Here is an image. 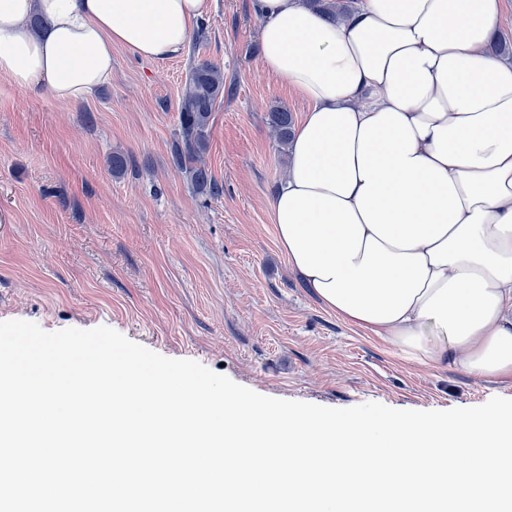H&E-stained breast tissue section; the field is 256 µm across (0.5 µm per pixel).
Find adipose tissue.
I'll use <instances>...</instances> for the list:
<instances>
[{
    "label": "adipose tissue",
    "instance_id": "adipose-tissue-1",
    "mask_svg": "<svg viewBox=\"0 0 512 512\" xmlns=\"http://www.w3.org/2000/svg\"><path fill=\"white\" fill-rule=\"evenodd\" d=\"M209 0H0V76L63 102L159 60ZM503 0H252L266 73L305 100L270 202L315 298L420 361L512 381V59ZM46 28L34 33L28 19Z\"/></svg>",
    "mask_w": 512,
    "mask_h": 512
}]
</instances>
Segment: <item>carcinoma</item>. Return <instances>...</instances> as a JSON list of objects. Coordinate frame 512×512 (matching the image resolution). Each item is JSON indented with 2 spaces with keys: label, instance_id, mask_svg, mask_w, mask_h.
<instances>
[{
  "label": "carcinoma",
  "instance_id": "cac0c4a2",
  "mask_svg": "<svg viewBox=\"0 0 512 512\" xmlns=\"http://www.w3.org/2000/svg\"><path fill=\"white\" fill-rule=\"evenodd\" d=\"M312 4L334 21L340 19L347 9V5L339 0H312ZM223 93L224 75L219 67L207 62L191 67L180 101V141L175 145L173 162L200 193L217 195L221 191L201 162V154L205 150L212 112ZM269 121L278 142L286 143L292 126L291 113L276 108L269 113Z\"/></svg>",
  "mask_w": 512,
  "mask_h": 512
}]
</instances>
